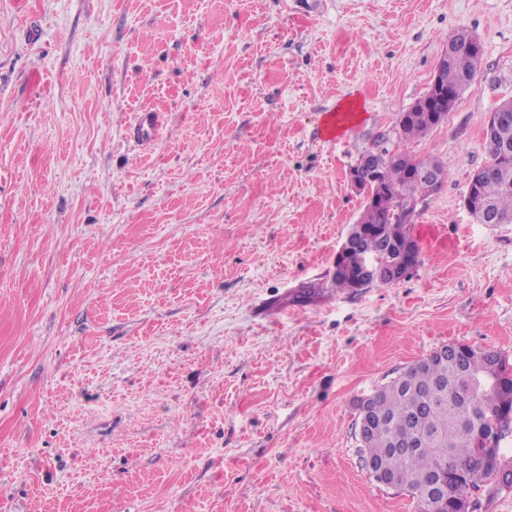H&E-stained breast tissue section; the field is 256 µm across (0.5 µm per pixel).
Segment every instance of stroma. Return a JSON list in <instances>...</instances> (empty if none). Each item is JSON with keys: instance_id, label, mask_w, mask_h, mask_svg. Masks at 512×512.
I'll use <instances>...</instances> for the list:
<instances>
[{"instance_id": "stroma-1", "label": "stroma", "mask_w": 512, "mask_h": 512, "mask_svg": "<svg viewBox=\"0 0 512 512\" xmlns=\"http://www.w3.org/2000/svg\"><path fill=\"white\" fill-rule=\"evenodd\" d=\"M462 27L477 75L405 145L446 171L419 263L336 291L349 171ZM509 97L512 0H0V512H417L356 402L445 344L512 359V224L463 205Z\"/></svg>"}]
</instances>
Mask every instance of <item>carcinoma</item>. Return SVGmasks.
Instances as JSON below:
<instances>
[{
    "mask_svg": "<svg viewBox=\"0 0 512 512\" xmlns=\"http://www.w3.org/2000/svg\"><path fill=\"white\" fill-rule=\"evenodd\" d=\"M479 63L468 51H458L448 60V74L471 81ZM431 130L427 123L411 120L399 141L406 144ZM485 145L496 170L479 184L486 211L473 218L479 224H512V122L500 126L497 136L485 140ZM364 154L371 155L381 181L393 186L395 194L384 204L364 203L353 226L355 245L343 257V269L332 278L334 288L342 292L367 288L354 272L360 255H371L383 265L393 263L398 245L411 235L418 203L434 190V185L415 176V170L439 165L433 159H418L404 148L377 147ZM469 376L479 382L471 392V405L464 412L454 411L451 400L466 387ZM503 381L512 382V364L491 349L457 344L443 361L428 355L419 359L374 390L367 404V433L358 445L360 459L397 471L402 487L416 500L418 512H454L455 495L462 492L499 493L496 467L480 459L479 426L498 415L504 403L498 385ZM403 436L416 439L415 451L394 452ZM439 474L448 480V497L428 499L425 488Z\"/></svg>",
    "mask_w": 512,
    "mask_h": 512,
    "instance_id": "cac0c4a2",
    "label": "carcinoma"
}]
</instances>
